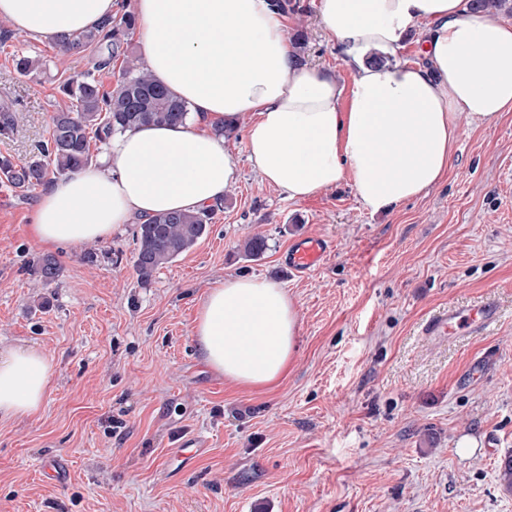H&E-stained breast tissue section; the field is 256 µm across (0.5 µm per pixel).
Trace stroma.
<instances>
[{
    "label": "stroma",
    "mask_w": 512,
    "mask_h": 512,
    "mask_svg": "<svg viewBox=\"0 0 512 512\" xmlns=\"http://www.w3.org/2000/svg\"><path fill=\"white\" fill-rule=\"evenodd\" d=\"M299 3L292 47L350 82L318 0ZM17 56L42 66L17 76ZM89 63L21 32L0 45V109L19 107L0 154L37 155L71 107L63 79ZM459 125L446 181L377 214L347 182L288 200L248 161L244 129L227 134L237 184L207 236L146 285L134 225L52 251L29 233L35 194L0 181V343L55 363L39 412L0 421V512H512V112ZM257 232L267 248L245 256ZM307 236L330 251L288 275ZM48 253L63 272L44 288L27 266ZM227 276L275 280L297 303L298 351L273 390L227 385L198 354L196 310ZM485 302L499 318L483 334H424Z\"/></svg>",
    "instance_id": "obj_1"
}]
</instances>
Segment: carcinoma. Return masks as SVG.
<instances>
[{
  "label": "carcinoma",
  "instance_id": "obj_1",
  "mask_svg": "<svg viewBox=\"0 0 512 512\" xmlns=\"http://www.w3.org/2000/svg\"><path fill=\"white\" fill-rule=\"evenodd\" d=\"M132 13L109 18L102 25L59 44L64 54H80L91 48L106 47L111 53L95 65L62 84L72 100V110L50 116L51 138L42 146L40 157L16 164L9 156H0V175L21 195H26L54 179L74 174L93 163L91 138L100 141L114 132L134 125L174 126L183 121L187 105L159 85L138 63L124 54L123 40L135 28ZM123 56L121 80L111 92L102 90L95 72L109 66L112 58ZM40 68V60L28 56L14 59V70L29 76ZM215 208L159 213L137 225L134 271L140 283H148L159 269L189 251L208 232ZM266 249L260 234L249 237L244 253L257 257ZM62 266L51 255L33 260L31 272L48 285L60 276Z\"/></svg>",
  "mask_w": 512,
  "mask_h": 512
}]
</instances>
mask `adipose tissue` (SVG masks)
<instances>
[{
  "mask_svg": "<svg viewBox=\"0 0 512 512\" xmlns=\"http://www.w3.org/2000/svg\"><path fill=\"white\" fill-rule=\"evenodd\" d=\"M116 0H0V19L56 41L95 28ZM145 69L186 102L187 120L113 135L99 163L43 187L32 235L64 247L107 239L132 218L206 208L238 179L223 130L245 126L263 181L301 202L349 182L377 213L426 195L448 173L459 118L512 112V22L470 0H319L351 84L303 63L271 0H134ZM423 33L424 63L399 60ZM300 332L287 288L230 276L192 326L203 361L226 383L269 389L288 373ZM54 366L33 346L0 348V420L30 416Z\"/></svg>",
  "mask_w": 512,
  "mask_h": 512,
  "instance_id": "adipose-tissue-1",
  "label": "adipose tissue"
}]
</instances>
